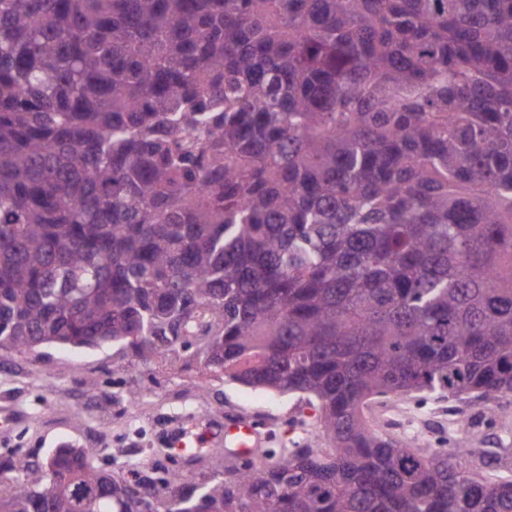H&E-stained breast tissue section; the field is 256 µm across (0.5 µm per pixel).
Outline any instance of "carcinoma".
<instances>
[{"instance_id":"1","label":"carcinoma","mask_w":512,"mask_h":512,"mask_svg":"<svg viewBox=\"0 0 512 512\" xmlns=\"http://www.w3.org/2000/svg\"><path fill=\"white\" fill-rule=\"evenodd\" d=\"M196 344L330 439L0 458V512H512L366 402L512 397V0H0V350Z\"/></svg>"}]
</instances>
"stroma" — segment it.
<instances>
[{
    "instance_id": "1",
    "label": "stroma",
    "mask_w": 512,
    "mask_h": 512,
    "mask_svg": "<svg viewBox=\"0 0 512 512\" xmlns=\"http://www.w3.org/2000/svg\"><path fill=\"white\" fill-rule=\"evenodd\" d=\"M140 394L131 400L130 391ZM395 420L388 433L413 436L431 447L447 448L453 419H476L487 451L512 449V398L496 409L480 403L401 399L377 400ZM13 423L0 428V456L41 461L52 449L71 444L98 449L97 466L127 468L118 451L127 446L165 447L174 430L192 429L202 447L223 426L225 414L255 419L266 447L289 448L319 436L318 410L297 394L250 388L208 370L198 348L161 355L144 363L118 345L65 349L53 345L23 354L0 352V414Z\"/></svg>"
}]
</instances>
